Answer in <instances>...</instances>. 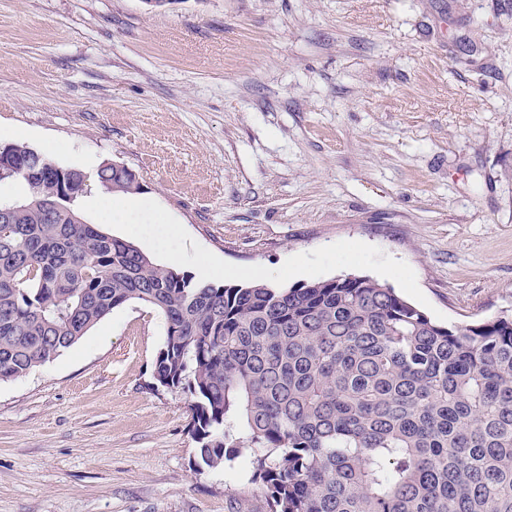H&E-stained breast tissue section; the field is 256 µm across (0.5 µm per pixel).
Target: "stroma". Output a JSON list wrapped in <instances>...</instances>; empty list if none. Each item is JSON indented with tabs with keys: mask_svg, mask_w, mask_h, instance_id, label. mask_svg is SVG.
I'll return each mask as SVG.
<instances>
[{
	"mask_svg": "<svg viewBox=\"0 0 512 512\" xmlns=\"http://www.w3.org/2000/svg\"><path fill=\"white\" fill-rule=\"evenodd\" d=\"M0 142L134 199L217 285L367 275L444 324L512 313V0H0ZM135 301L0 383V512H266L248 456L202 466L191 396L154 387ZM112 164L117 168L127 171L130 179L126 176L124 171L114 169ZM112 164H104L98 169L97 178L100 184L106 190L115 194L126 195L136 192L140 183L136 173L125 165Z\"/></svg>",
	"mask_w": 512,
	"mask_h": 512,
	"instance_id": "35a3bbf8",
	"label": "stroma"
}]
</instances>
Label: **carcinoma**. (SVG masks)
<instances>
[{
	"label": "carcinoma",
	"instance_id": "1",
	"mask_svg": "<svg viewBox=\"0 0 512 512\" xmlns=\"http://www.w3.org/2000/svg\"><path fill=\"white\" fill-rule=\"evenodd\" d=\"M4 178L29 195L0 205V382L138 301L165 319L152 377L193 397L201 463L250 450L269 512H512V313L446 327L362 275L195 281L85 221L82 170Z\"/></svg>",
	"mask_w": 512,
	"mask_h": 512
}]
</instances>
